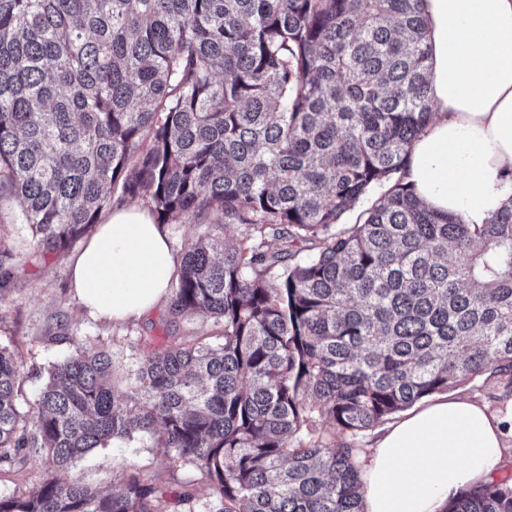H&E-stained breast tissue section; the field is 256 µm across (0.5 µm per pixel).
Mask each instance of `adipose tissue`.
<instances>
[{
	"label": "adipose tissue",
	"mask_w": 512,
	"mask_h": 512,
	"mask_svg": "<svg viewBox=\"0 0 512 512\" xmlns=\"http://www.w3.org/2000/svg\"><path fill=\"white\" fill-rule=\"evenodd\" d=\"M432 115L404 180L428 209L481 224L512 199V0H425ZM176 259L148 209L112 211L71 268L91 313L138 319L167 299ZM504 418L448 394L405 412L363 473L364 512H443L461 491L492 482Z\"/></svg>",
	"instance_id": "1"
}]
</instances>
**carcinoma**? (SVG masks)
I'll return each mask as SVG.
<instances>
[{
  "instance_id": "1",
  "label": "carcinoma",
  "mask_w": 512,
  "mask_h": 512,
  "mask_svg": "<svg viewBox=\"0 0 512 512\" xmlns=\"http://www.w3.org/2000/svg\"><path fill=\"white\" fill-rule=\"evenodd\" d=\"M423 2L0 0V187L35 247L69 248L114 195L191 218L170 312L222 327L120 373L82 351L25 413L1 349L0 469L34 453L45 475L0 512L190 501L124 462L118 493L72 476L137 434L216 512H364L356 437L489 371L512 392V202L464 224L403 180L431 117ZM443 512H512V485Z\"/></svg>"
}]
</instances>
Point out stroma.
<instances>
[{
  "label": "stroma",
  "mask_w": 512,
  "mask_h": 512,
  "mask_svg": "<svg viewBox=\"0 0 512 512\" xmlns=\"http://www.w3.org/2000/svg\"><path fill=\"white\" fill-rule=\"evenodd\" d=\"M21 208L9 195L0 196V242L13 255L14 276L0 290V348L13 352L22 365L24 392L21 410H28L44 383L51 365L85 349H103L111 353L115 366H123L142 357L151 348L163 345L168 336H217L221 329L213 321L194 316L172 319L169 301H162L138 320L114 322L91 316L73 298L70 266L77 248L50 255L39 261L34 257L32 233L20 220ZM66 321V339L51 341L46 333L57 321ZM455 396L487 406L505 416L512 413V396H505L495 377L453 387ZM132 462L148 475L158 477L172 492H191L197 503L209 498L207 487L189 466L170 468L163 449L146 437L129 443H117L94 449L77 461L73 474L84 483L118 491L113 471L119 461Z\"/></svg>",
  "instance_id": "stroma-1"
}]
</instances>
